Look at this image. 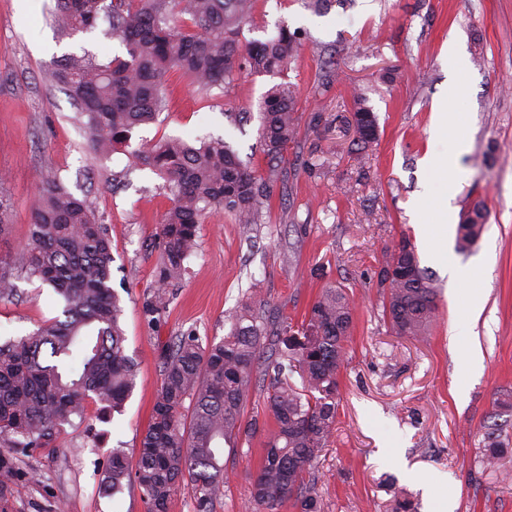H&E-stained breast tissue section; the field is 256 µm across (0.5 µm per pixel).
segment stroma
I'll list each match as a JSON object with an SVG mask.
<instances>
[{"label": "stroma", "instance_id": "stroma-1", "mask_svg": "<svg viewBox=\"0 0 512 512\" xmlns=\"http://www.w3.org/2000/svg\"><path fill=\"white\" fill-rule=\"evenodd\" d=\"M309 0H254L243 43L279 26L299 49L282 77L241 74L202 92L172 73L156 123L133 131L129 147L107 155L87 147L84 120L63 89L48 80L54 57L124 54L106 23L69 38L50 22L56 0H0V189L13 203L0 257L19 260L40 182L60 177L109 228L112 287L123 308L125 352L136 386L121 412L89 404L55 447L18 457L19 477L0 512H146L135 479L115 496L103 490L112 449L136 462L161 385L160 353L191 331L202 341L227 334L229 314L249 306L269 325L302 321L323 288H346L353 305L336 396V429L315 473L319 512H385L394 493L417 512H438L449 494L455 512H512V441L498 470L483 468L490 422L512 425V0H335L315 11ZM457 55H449V44ZM295 87L297 137L259 223L241 224L217 208L198 227L186 272L169 290L157 324L142 303L158 262L159 227L170 207L162 179L138 170L129 154L170 136L223 137L259 173L267 164L258 137V101L275 82ZM377 118L367 149L347 122L354 96ZM447 102L455 131L431 136L432 112ZM453 160L459 177L433 178L426 156ZM449 197L456 219L482 203L485 230L466 251L432 249L421 225L439 214L424 199ZM414 246L440 288L438 312L424 340L394 335L383 319L378 274L400 239ZM0 299V340L18 337L58 315L50 288L20 277ZM478 320L464 313L470 297ZM478 341L481 360L466 349ZM266 389L244 410L253 432L225 455L226 479L213 512H251V490L273 421Z\"/></svg>", "mask_w": 512, "mask_h": 512}]
</instances>
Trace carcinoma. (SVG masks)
<instances>
[{"instance_id":"cac0c4a2","label":"carcinoma","mask_w":512,"mask_h":512,"mask_svg":"<svg viewBox=\"0 0 512 512\" xmlns=\"http://www.w3.org/2000/svg\"><path fill=\"white\" fill-rule=\"evenodd\" d=\"M125 54L100 62L71 55L50 71L86 118L92 153L105 155L127 142L137 126L164 110V83L172 71L189 76L203 91L221 86L237 71L278 75L297 51L288 28L265 42L244 46L242 28L252 21V0H58L60 36L87 31L99 20ZM295 92L270 87L259 103V139L270 163L262 176L240 160L224 138L194 143L174 137L131 152L133 165L165 181L172 205L160 226L155 284L142 313L159 319L166 288L185 272L200 224L219 207L245 226L257 223L278 176L277 160L295 141ZM352 121L361 147L377 138L374 113L354 99ZM485 214L475 208L457 228L461 250L478 239ZM112 248L106 225L85 200L60 180L41 181L29 242L18 265L0 259V298L24 273L53 289L61 315L33 331L0 342V497L18 474L17 455L49 448L87 405L120 410L135 388L136 370L125 353L120 298L112 289ZM383 315L397 336L427 335L437 309L438 287L420 265L414 247L399 240L380 270ZM224 338L206 344L192 335L175 337L161 356L162 384L152 420L140 440L135 472L123 451L112 449L104 486L117 494L134 477L147 512H168L174 492L192 495L196 512H212L224 484V447L234 449L248 426L244 409L260 367L273 373L266 405L273 418L264 459L253 483L255 512H277L289 503L318 512L306 475L336 427V394L352 305L342 288L323 289L301 329H277L251 309L234 312ZM297 335H292V332ZM285 348H279V344ZM298 375L302 388L290 377ZM504 425L485 432V467L503 448Z\"/></svg>"}]
</instances>
